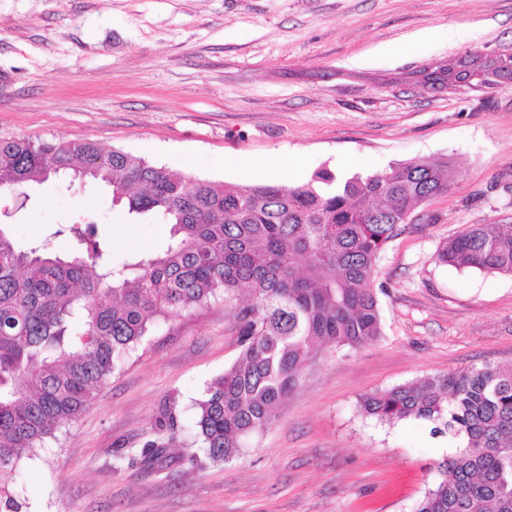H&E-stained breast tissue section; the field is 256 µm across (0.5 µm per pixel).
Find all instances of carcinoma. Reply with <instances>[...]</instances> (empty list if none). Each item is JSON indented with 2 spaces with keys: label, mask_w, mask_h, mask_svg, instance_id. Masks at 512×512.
Returning a JSON list of instances; mask_svg holds the SVG:
<instances>
[{
  "label": "carcinoma",
  "mask_w": 512,
  "mask_h": 512,
  "mask_svg": "<svg viewBox=\"0 0 512 512\" xmlns=\"http://www.w3.org/2000/svg\"><path fill=\"white\" fill-rule=\"evenodd\" d=\"M422 86L448 87L438 69ZM80 175L128 213H160L165 252L113 263L90 222L60 224L75 252L18 244L0 228V512L22 502L3 476L76 419L158 321L221 296L235 313L239 359L197 401L204 454L228 461L273 424L323 347L360 348L382 334L376 261L417 206L458 176L442 158L299 185L226 188L91 142L0 140V189ZM456 269L512 275V225L473 224L437 254ZM364 413L414 418L457 443L415 512H512V365L444 373L367 395Z\"/></svg>",
  "instance_id": "obj_1"
}]
</instances>
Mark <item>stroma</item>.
I'll list each match as a JSON object with an SVG mask.
<instances>
[{
  "label": "stroma",
  "mask_w": 512,
  "mask_h": 512,
  "mask_svg": "<svg viewBox=\"0 0 512 512\" xmlns=\"http://www.w3.org/2000/svg\"><path fill=\"white\" fill-rule=\"evenodd\" d=\"M509 45L512 0H0V139L89 141L224 184L443 157L459 170L377 261L379 340L321 350L239 456L209 460L194 429L239 355L218 298L160 321L14 475L23 512H414L449 442L365 416L362 397L512 362V276L436 260L469 225L512 224V83L431 91L419 72ZM24 191L0 193L18 243L87 217L117 263L169 243L97 183ZM165 440L168 457L146 459Z\"/></svg>",
  "instance_id": "35a3bbf8"
}]
</instances>
